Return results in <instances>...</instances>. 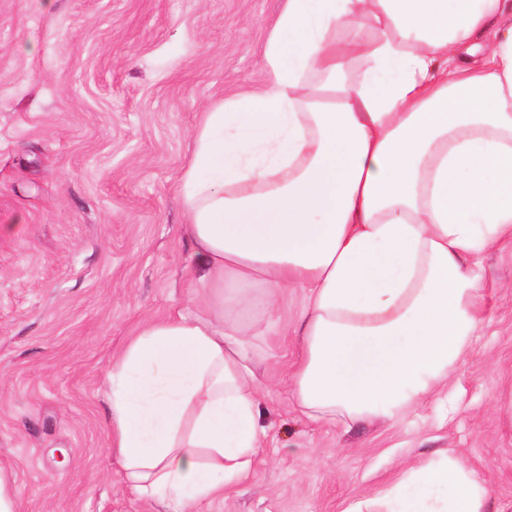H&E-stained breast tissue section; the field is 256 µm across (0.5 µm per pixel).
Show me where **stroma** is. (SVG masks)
<instances>
[{
	"instance_id": "obj_1",
	"label": "stroma",
	"mask_w": 512,
	"mask_h": 512,
	"mask_svg": "<svg viewBox=\"0 0 512 512\" xmlns=\"http://www.w3.org/2000/svg\"><path fill=\"white\" fill-rule=\"evenodd\" d=\"M281 0H0V468L16 512H164L108 450L104 373L187 305L177 182L204 112L265 87ZM479 328L448 387L399 425L309 420L266 329L265 448L211 512H345L454 453L512 504V244L486 254Z\"/></svg>"
}]
</instances>
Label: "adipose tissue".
<instances>
[{"mask_svg": "<svg viewBox=\"0 0 512 512\" xmlns=\"http://www.w3.org/2000/svg\"><path fill=\"white\" fill-rule=\"evenodd\" d=\"M264 61L265 89L204 113L177 185L194 311L146 322L105 373L109 451L170 512H209L263 445L239 313L277 322L303 289L297 405L396 424L455 372L483 258L512 242V0H282ZM487 505L451 455L346 512Z\"/></svg>", "mask_w": 512, "mask_h": 512, "instance_id": "1", "label": "adipose tissue"}]
</instances>
